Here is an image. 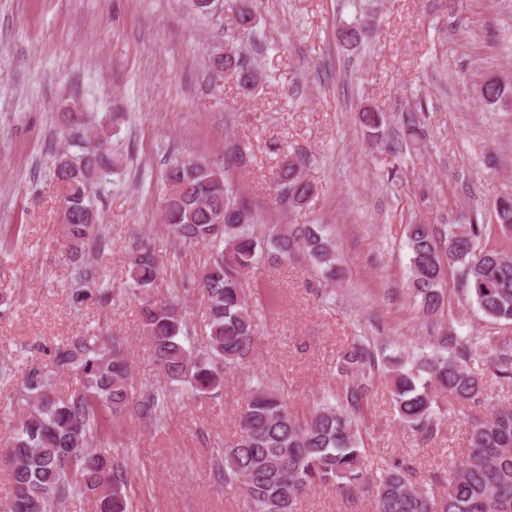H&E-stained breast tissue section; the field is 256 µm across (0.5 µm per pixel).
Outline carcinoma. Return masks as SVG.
<instances>
[{
  "label": "carcinoma",
  "mask_w": 512,
  "mask_h": 512,
  "mask_svg": "<svg viewBox=\"0 0 512 512\" xmlns=\"http://www.w3.org/2000/svg\"><path fill=\"white\" fill-rule=\"evenodd\" d=\"M231 9L240 34L252 37L256 18L250 0H231ZM210 63L216 71L236 73L245 89L261 81L257 68L237 48L231 55H212ZM503 92L501 83L492 80L479 88L488 103ZM87 119L85 112H59L60 128L67 133L87 125ZM384 121L378 108L360 107L359 122L372 136L380 135ZM120 165L104 130L70 137L58 154L53 178L65 203L58 236L75 261L84 256L85 247L100 249L106 241L89 186ZM166 181L161 217L167 233L186 248H214L209 261L186 282L199 289L206 305L205 345L197 349L190 343L181 290L160 294L161 263L146 240L131 248L124 288H102L97 271L77 265L73 302L104 304L123 294L140 302L142 333L163 383L136 384L117 336H79L48 350L47 364L25 367L18 391L19 424L9 444L0 448L13 485L0 512H66L76 495L93 497L94 512H128L134 451L126 444L123 454L112 453L114 427L133 417L161 427L170 412L171 387L188 399H202L221 387L226 370L245 363L256 333L247 273L257 260L264 255L281 260L301 250L328 278L340 274L334 240L321 225L303 224L292 231L270 226L257 234L250 203L222 169L201 160L177 161L169 166ZM272 191L275 204L296 209L307 203L313 187L302 163L288 158ZM494 211L496 227L511 237L512 194L499 197ZM491 233L487 225L474 222L444 230L409 225L407 288L422 313L433 316L444 310L446 267L457 266L465 297L484 319L512 323V250L485 246ZM437 344L448 354L422 350L388 356L359 341L342 355V369L361 377L389 369L399 419L430 437L442 421L431 388L461 402L478 399L482 383L469 369L478 355L488 359L496 376L512 377L511 340L450 332L437 337ZM61 372L79 376L82 390L60 395L56 377ZM363 398L360 387L349 386L337 402L322 398L300 415L282 389L256 379L235 440L215 450L214 475L240 492L247 512H296L304 493L333 483L351 499L373 496L375 512H512V407L473 419L467 459L448 472V486L437 498L411 483L400 466L379 475L367 469L357 422Z\"/></svg>",
  "instance_id": "obj_1"
}]
</instances>
